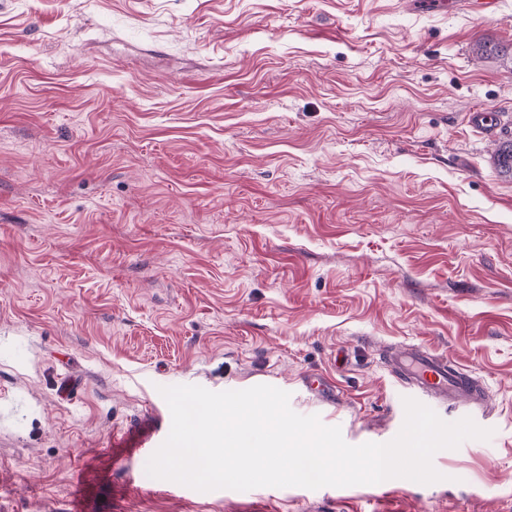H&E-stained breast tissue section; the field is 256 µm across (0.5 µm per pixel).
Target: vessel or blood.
<instances>
[{"label": "vessel or blood", "instance_id": "b4317fda", "mask_svg": "<svg viewBox=\"0 0 512 512\" xmlns=\"http://www.w3.org/2000/svg\"><path fill=\"white\" fill-rule=\"evenodd\" d=\"M388 362L396 378L444 402L481 403L487 396L471 372L448 357L420 349H396Z\"/></svg>", "mask_w": 512, "mask_h": 512}]
</instances>
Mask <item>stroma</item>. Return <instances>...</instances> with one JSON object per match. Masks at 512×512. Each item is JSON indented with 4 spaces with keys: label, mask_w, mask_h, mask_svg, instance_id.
<instances>
[{
    "label": "stroma",
    "mask_w": 512,
    "mask_h": 512,
    "mask_svg": "<svg viewBox=\"0 0 512 512\" xmlns=\"http://www.w3.org/2000/svg\"><path fill=\"white\" fill-rule=\"evenodd\" d=\"M482 41L512 0H0V512H512V59ZM410 345L487 406L399 384ZM259 384L351 445L407 397L493 435L432 484L147 475L160 387Z\"/></svg>",
    "instance_id": "stroma-1"
}]
</instances>
